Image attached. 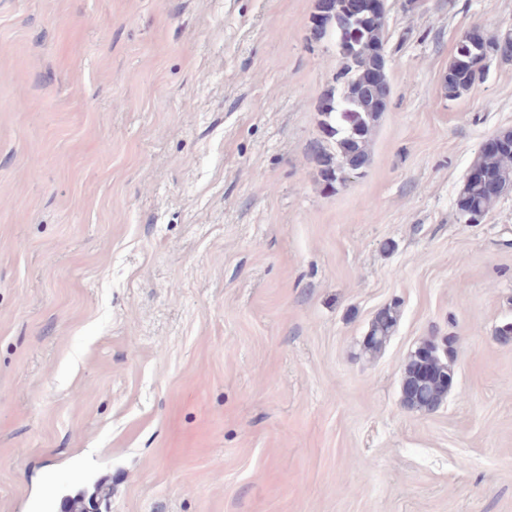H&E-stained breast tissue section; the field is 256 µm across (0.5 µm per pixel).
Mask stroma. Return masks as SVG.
Wrapping results in <instances>:
<instances>
[{
	"label": "stroma",
	"instance_id": "1",
	"mask_svg": "<svg viewBox=\"0 0 512 512\" xmlns=\"http://www.w3.org/2000/svg\"><path fill=\"white\" fill-rule=\"evenodd\" d=\"M387 0L389 105L324 190L315 0H0V512H512V60L451 100L512 0ZM397 305L385 349L377 313ZM449 340L431 412L404 364ZM451 62L448 65V75L445 78L444 88L446 93L455 92L454 98H459L468 93L477 82L484 78L489 66L486 63L485 70L480 69L479 73L473 68L468 72L455 71L451 72ZM499 136L503 139L500 149L495 152L480 150L470 163L468 172H479L495 179L500 185V193L496 196L488 194L482 179L465 180L457 207L460 221L466 224H480L493 210L500 195L512 188V130ZM397 324L395 307H388L378 313L371 324L370 334L363 341L364 349L370 355H376L385 347Z\"/></svg>",
	"mask_w": 512,
	"mask_h": 512
}]
</instances>
